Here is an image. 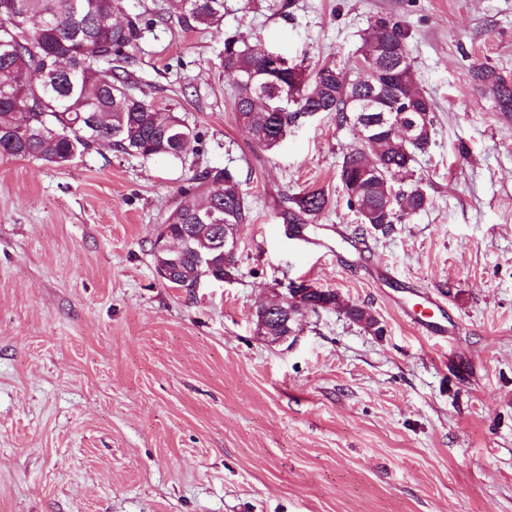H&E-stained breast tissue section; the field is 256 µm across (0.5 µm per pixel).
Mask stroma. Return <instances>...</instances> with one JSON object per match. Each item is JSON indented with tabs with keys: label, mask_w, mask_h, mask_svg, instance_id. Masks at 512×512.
Here are the masks:
<instances>
[{
	"label": "stroma",
	"mask_w": 512,
	"mask_h": 512,
	"mask_svg": "<svg viewBox=\"0 0 512 512\" xmlns=\"http://www.w3.org/2000/svg\"><path fill=\"white\" fill-rule=\"evenodd\" d=\"M269 2L224 0L219 33L144 32L132 79L198 131L185 166L104 144L62 167L0 158V512H512V117L469 73L512 80V0ZM381 17L434 104L415 164L431 204L362 239L338 179L356 129L322 112L266 150L219 55L237 33L349 66ZM206 167L237 172L251 221L231 275L190 294L151 248ZM313 189L315 252L282 219ZM289 282L342 306L275 344L255 312ZM424 292L447 337L405 315Z\"/></svg>",
	"instance_id": "35a3bbf8"
}]
</instances>
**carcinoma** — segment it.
Instances as JSON below:
<instances>
[{
    "label": "carcinoma",
    "mask_w": 512,
    "mask_h": 512,
    "mask_svg": "<svg viewBox=\"0 0 512 512\" xmlns=\"http://www.w3.org/2000/svg\"><path fill=\"white\" fill-rule=\"evenodd\" d=\"M161 19L182 29L204 27L220 31L224 0H165ZM119 0H0V156L23 157L65 165L94 146L106 142L118 152L150 159L163 157L185 164L196 152L199 134L181 117L159 112L131 85L127 65L149 22L131 14L118 25L113 15ZM21 15L39 30L22 31L14 23ZM410 51L408 32L396 22L379 18L367 29L360 57H373L382 67L394 64L397 50ZM224 72L236 80L235 111L252 138L270 150L277 147L299 117L334 112L340 123L349 121L350 101L372 98L375 108L365 113H400L404 105L430 115L432 101L418 87L415 70L407 86H384L365 77L355 66L349 71L322 66L310 78L304 67L280 55L270 56L258 44L238 35L224 36L220 57ZM472 80L492 95L498 111L512 112V82L485 62L469 66ZM185 126L191 138L173 142L171 121ZM374 139L343 151L338 178L342 186L359 184L357 197L347 196L350 209L366 208L374 223L360 226L383 235L403 217L430 205L426 192L413 179L417 157L430 149L433 137L414 144L400 140L384 127ZM198 192L175 208L157 238L177 239L178 252L162 251L153 243L156 265L170 270L167 282L191 293L201 279L224 278L236 258L224 255V225L247 224L250 210L241 181L228 168H205L192 176ZM283 220L311 224L325 210L321 190L287 199ZM307 310L344 308L368 329L380 331L375 315L364 307L342 305L330 290L313 288Z\"/></svg>",
    "instance_id": "cac0c4a2"
}]
</instances>
